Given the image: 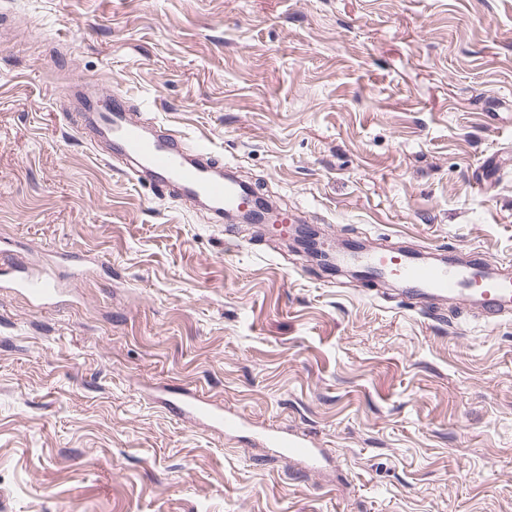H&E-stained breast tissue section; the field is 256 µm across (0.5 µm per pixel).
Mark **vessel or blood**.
Masks as SVG:
<instances>
[{"instance_id": "vessel-or-blood-1", "label": "vessel or blood", "mask_w": 512, "mask_h": 512, "mask_svg": "<svg viewBox=\"0 0 512 512\" xmlns=\"http://www.w3.org/2000/svg\"><path fill=\"white\" fill-rule=\"evenodd\" d=\"M76 122L83 134L109 140L112 150L105 154V161H118L134 179H146L156 197L175 193L186 205L205 208L217 224L223 223L225 213L253 203L250 193L237 181L223 177L206 147L190 146L185 136L173 129L157 138H147L140 114L121 94H109L104 105L97 99H87ZM360 265L368 276L402 285L406 297L462 299L471 303L474 317L490 324L512 317V270L496 268L484 258L431 262L418 252L399 249L386 241L364 256ZM0 286L20 289L34 302L51 305L57 301L62 281L39 269H23L0 280ZM178 409L190 420L228 435L237 434L248 423L241 413L190 396ZM256 435L262 446L281 449L297 459L304 471L320 470V450L297 430L261 428Z\"/></svg>"}]
</instances>
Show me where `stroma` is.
I'll use <instances>...</instances> for the list:
<instances>
[{"label":"stroma","mask_w":512,"mask_h":512,"mask_svg":"<svg viewBox=\"0 0 512 512\" xmlns=\"http://www.w3.org/2000/svg\"><path fill=\"white\" fill-rule=\"evenodd\" d=\"M89 80L324 240L512 265V0H0V512H512V318L411 304L159 199L64 120ZM187 388L337 456L179 418ZM1 288H17L24 291L34 302L40 305L56 304L62 288V280L43 270L28 272L26 268L17 271V274L5 278L4 266L11 268L15 262L13 257L5 255L1 248ZM257 440L265 448H280L290 457L297 459L305 472H314L321 469L322 454L315 448L313 442L304 434L292 427L276 430L258 429Z\"/></svg>","instance_id":"1"}]
</instances>
